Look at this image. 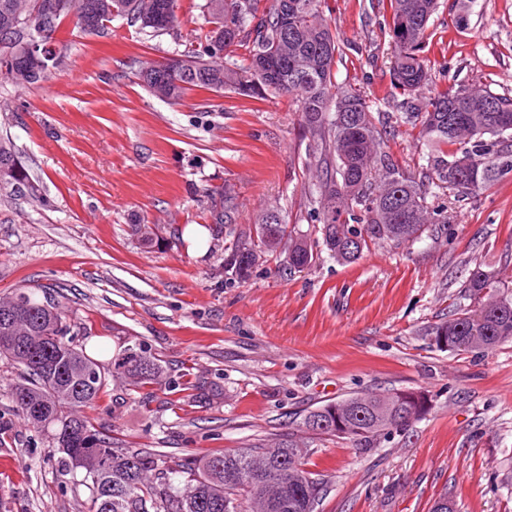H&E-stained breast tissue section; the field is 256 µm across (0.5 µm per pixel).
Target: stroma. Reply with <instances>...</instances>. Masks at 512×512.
Wrapping results in <instances>:
<instances>
[{
  "mask_svg": "<svg viewBox=\"0 0 512 512\" xmlns=\"http://www.w3.org/2000/svg\"><path fill=\"white\" fill-rule=\"evenodd\" d=\"M341 40L336 81L360 89L374 116L400 113L380 0H328ZM150 37L112 22L72 40L46 80L0 92V138L43 186L42 199L0 195V297L42 286L77 324L76 343L104 369L127 350L161 377L109 378L86 412L116 448L159 468L301 435L323 479L318 512H512V341L452 353L426 331L472 305L476 264L512 265V173L447 197L448 221L413 243L373 245L341 264L321 253L283 276L275 261L226 282L215 222L232 190L234 223L280 208L312 223L308 141L298 104L226 91L151 95L138 72L182 48L203 16ZM423 55L430 88L480 77L512 96V0H438ZM418 122L389 128L386 151L413 174L427 165ZM203 228L200 241L187 229ZM19 370L0 358V512H90L88 490L57 470L55 449L16 411ZM418 390L428 412L373 448L305 432L311 410L357 393Z\"/></svg>",
  "mask_w": 512,
  "mask_h": 512,
  "instance_id": "obj_1",
  "label": "stroma"
}]
</instances>
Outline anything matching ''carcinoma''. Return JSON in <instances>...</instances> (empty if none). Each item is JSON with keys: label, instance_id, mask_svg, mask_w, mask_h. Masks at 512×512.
I'll return each mask as SVG.
<instances>
[{"label": "carcinoma", "instance_id": "obj_1", "mask_svg": "<svg viewBox=\"0 0 512 512\" xmlns=\"http://www.w3.org/2000/svg\"><path fill=\"white\" fill-rule=\"evenodd\" d=\"M101 37L111 32L118 15L154 36L174 28L163 18L167 0H97ZM206 0L199 8L205 25L184 41L175 57L140 69L149 73L143 86L154 96L181 100L191 90H230L260 98L271 92L298 99L300 127L309 140L305 166L318 175L313 203L317 226L310 234L287 224L276 207L257 223H232L235 203L224 191V274L245 281L276 253L283 254L279 273L309 268L323 247L339 262L358 260L369 244L401 246L414 242L430 224L448 223L443 207L429 206L424 180H416L382 151L387 130L375 122L364 93L340 86L334 66L340 42L324 14L325 0ZM392 38L390 77L394 89L415 110L431 173L425 180L442 192L469 194L512 171V98L476 82L451 85L427 96L429 61L421 55L437 0H386ZM35 0H0V60L15 58L23 41L41 28ZM70 34L85 36L83 16L61 12ZM233 25L224 51L207 53L212 24ZM242 47L248 64L225 58ZM39 62L17 59L1 86L22 87L46 77ZM40 199L41 187L22 164L10 141L0 139V193ZM357 242L348 244L349 236ZM473 306L427 330L435 346L450 352L492 349L512 341V288L509 276L476 266L465 285ZM25 307L15 297L0 298V336L14 344L0 346V356L23 370L12 387L17 412L50 434L60 449L62 476L84 471L93 512H316L320 480L304 468L307 446L290 434L267 443L213 455L181 465L183 488L173 485L171 471L155 479L151 454L114 448L81 412L94 405L105 386L99 365L73 340L65 306L49 302L39 289L24 287ZM113 372L132 383L156 380V359L130 352ZM426 394L414 390L358 394L328 403L305 416L303 426L325 427L321 435L346 438L359 450L393 429L406 430L428 410Z\"/></svg>", "mask_w": 512, "mask_h": 512}]
</instances>
